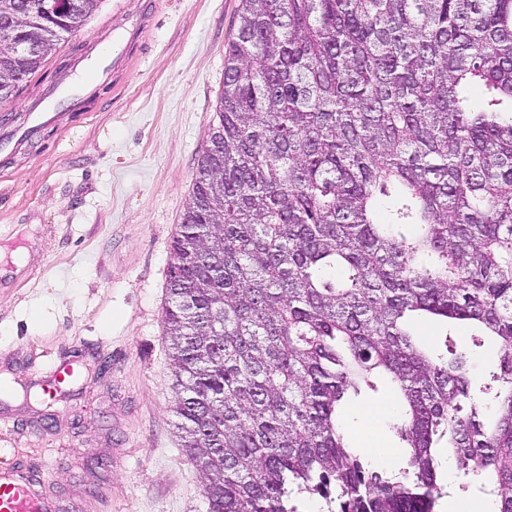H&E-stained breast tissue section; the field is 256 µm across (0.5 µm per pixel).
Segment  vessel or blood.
I'll return each mask as SVG.
<instances>
[{
  "mask_svg": "<svg viewBox=\"0 0 512 512\" xmlns=\"http://www.w3.org/2000/svg\"><path fill=\"white\" fill-rule=\"evenodd\" d=\"M80 378L72 363L55 366L43 384L48 397H56ZM57 497L46 490L44 476L37 471L0 467V512H60Z\"/></svg>",
  "mask_w": 512,
  "mask_h": 512,
  "instance_id": "b4317fda",
  "label": "vessel or blood"
}]
</instances>
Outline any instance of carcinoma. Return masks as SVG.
Segmentation results:
<instances>
[{
	"instance_id": "1",
	"label": "carcinoma",
	"mask_w": 512,
	"mask_h": 512,
	"mask_svg": "<svg viewBox=\"0 0 512 512\" xmlns=\"http://www.w3.org/2000/svg\"><path fill=\"white\" fill-rule=\"evenodd\" d=\"M0 0V99L101 0ZM163 321L208 512H512V0H240ZM492 338L491 382L432 321ZM384 379L401 467L351 448ZM452 457L449 456L446 452L442 453L441 462H442V476H443V484L445 486L446 493L440 500L439 506L437 508L440 512H453L457 510L455 506L457 505H465L467 510L472 511H482L484 509V502L482 500L481 494L478 490L479 483L473 481L475 477H466L458 470H456L455 465V478L448 479L446 477V466L448 463V459ZM453 459V458H452ZM468 484V487L465 491L459 489V486L463 484ZM484 512H492L491 506L487 505Z\"/></svg>"
}]
</instances>
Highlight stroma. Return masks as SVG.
<instances>
[{
    "label": "stroma",
    "mask_w": 512,
    "mask_h": 512,
    "mask_svg": "<svg viewBox=\"0 0 512 512\" xmlns=\"http://www.w3.org/2000/svg\"><path fill=\"white\" fill-rule=\"evenodd\" d=\"M239 4L102 0L0 101V463L42 471L66 512H207L175 434L162 306ZM147 10L136 50L123 37ZM108 48L119 66L92 75ZM72 85L77 102H48L47 90ZM47 110L53 120L31 130ZM61 361L78 368L79 386L41 396ZM392 398L383 387L348 405L353 447L364 407L397 446ZM443 484L439 512H482L477 482L459 473Z\"/></svg>",
    "instance_id": "obj_1"
}]
</instances>
